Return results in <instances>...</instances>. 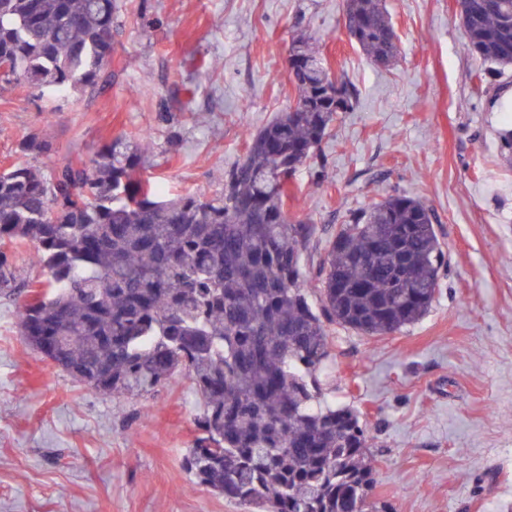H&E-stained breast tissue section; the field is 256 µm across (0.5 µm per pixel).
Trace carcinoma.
Wrapping results in <instances>:
<instances>
[{
  "label": "carcinoma",
  "instance_id": "cac0c4a2",
  "mask_svg": "<svg viewBox=\"0 0 512 512\" xmlns=\"http://www.w3.org/2000/svg\"><path fill=\"white\" fill-rule=\"evenodd\" d=\"M345 27L374 64L399 54L384 0H344ZM118 0H0V79L77 98L111 77ZM465 49L512 69V0H460ZM295 96L246 147L224 191L161 199L136 177L147 136L104 145L92 166L51 175L0 171V293L18 282L8 244H29L49 277L18 309L25 342L76 382L145 400L187 373L204 410L184 457L198 483L252 512H387L372 499L370 436L360 413L322 393L329 328L384 336L422 319L445 267L435 213L394 191L349 212L326 241L323 272L304 278L316 225L287 213L288 182L319 162L358 94L310 38L290 43ZM512 168V122L499 132ZM318 296L313 307L309 294Z\"/></svg>",
  "mask_w": 512,
  "mask_h": 512
}]
</instances>
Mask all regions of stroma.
<instances>
[{
  "label": "stroma",
  "mask_w": 512,
  "mask_h": 512,
  "mask_svg": "<svg viewBox=\"0 0 512 512\" xmlns=\"http://www.w3.org/2000/svg\"><path fill=\"white\" fill-rule=\"evenodd\" d=\"M400 38L390 67L351 41L343 0H122L112 76L94 96L0 81V170L51 173L150 132L139 169L166 197L207 196L258 127L293 97L287 50L317 38L359 90L321 146L323 165L288 184L289 214L325 231L398 190L434 209L448 258L428 314L367 337L334 326L327 398L358 409L374 437L375 498L394 512H495L512 503V169L498 133L512 71L469 54L458 0H385ZM30 137L47 153L22 152ZM15 297L0 294V512H248L197 483L183 458L200 411L186 373L135 400L75 383L30 348Z\"/></svg>",
  "instance_id": "35a3bbf8"
}]
</instances>
